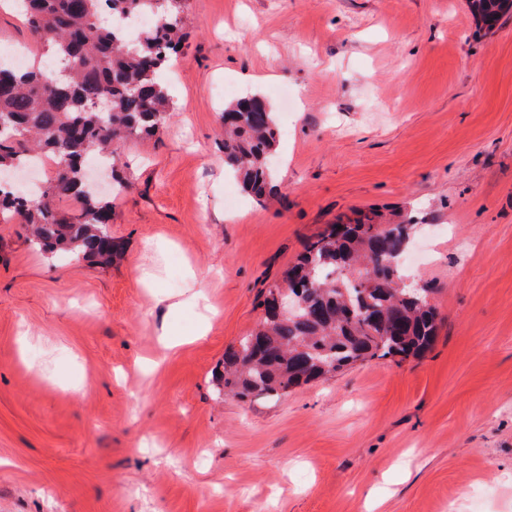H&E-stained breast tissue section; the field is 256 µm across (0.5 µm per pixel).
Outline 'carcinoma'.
Listing matches in <instances>:
<instances>
[{
    "label": "carcinoma",
    "instance_id": "obj_1",
    "mask_svg": "<svg viewBox=\"0 0 512 512\" xmlns=\"http://www.w3.org/2000/svg\"><path fill=\"white\" fill-rule=\"evenodd\" d=\"M187 0H23L26 25L60 73L33 63L0 66V174L49 153L56 163L47 186L30 195L0 182V218L19 217L33 248L70 252L88 262L120 250L108 230L112 200L83 180L87 158L107 159L119 189L129 187L116 166L129 138L154 136L173 117L159 74L183 44ZM488 28L512 14V0H468ZM142 16L151 25L130 41L126 24ZM224 167L259 204L277 196L280 129L262 96L224 103ZM68 199L72 211L58 206ZM418 223L391 222L372 210L329 224L309 241L282 281L262 294L264 315L239 347L224 353V392L240 400L278 394L349 365L385 357L418 358L436 338L435 289L406 288L401 259ZM301 295L293 314L277 311L276 295Z\"/></svg>",
    "mask_w": 512,
    "mask_h": 512
}]
</instances>
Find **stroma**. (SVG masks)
Here are the masks:
<instances>
[{
	"label": "stroma",
	"mask_w": 512,
	"mask_h": 512,
	"mask_svg": "<svg viewBox=\"0 0 512 512\" xmlns=\"http://www.w3.org/2000/svg\"><path fill=\"white\" fill-rule=\"evenodd\" d=\"M185 31L174 118L122 149V254L51 256L0 223V512H512V17L189 0ZM226 82L278 116L270 205L224 203ZM373 209L419 222L432 351L225 396L261 293Z\"/></svg>",
	"instance_id": "stroma-1"
}]
</instances>
